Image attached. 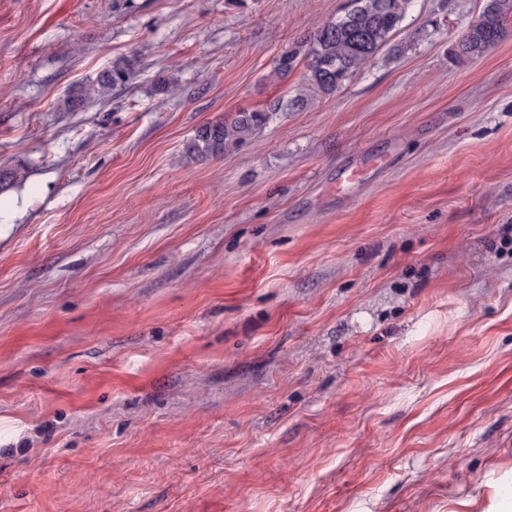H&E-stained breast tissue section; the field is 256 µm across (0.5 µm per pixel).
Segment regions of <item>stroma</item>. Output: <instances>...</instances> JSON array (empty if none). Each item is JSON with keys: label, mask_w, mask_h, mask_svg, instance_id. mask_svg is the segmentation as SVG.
I'll return each instance as SVG.
<instances>
[{"label": "stroma", "mask_w": 512, "mask_h": 512, "mask_svg": "<svg viewBox=\"0 0 512 512\" xmlns=\"http://www.w3.org/2000/svg\"><path fill=\"white\" fill-rule=\"evenodd\" d=\"M344 3L0 0V512L512 496V34L459 55L483 0H415L294 106L276 61ZM131 65L125 60H117L108 68L82 86L76 97L67 101L69 109H76L85 101L94 97H104L118 85H124L131 79ZM275 108L236 112L222 122L205 123L196 129L188 145L189 154H218L237 146L267 125Z\"/></svg>", "instance_id": "stroma-1"}]
</instances>
